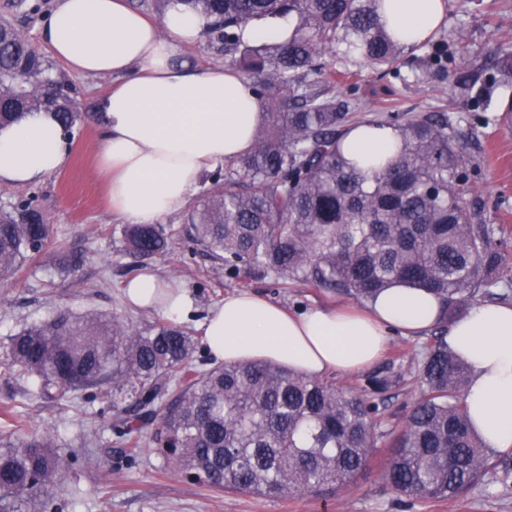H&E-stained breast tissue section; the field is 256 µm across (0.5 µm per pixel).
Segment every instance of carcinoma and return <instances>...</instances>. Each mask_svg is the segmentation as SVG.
<instances>
[{
	"mask_svg": "<svg viewBox=\"0 0 512 512\" xmlns=\"http://www.w3.org/2000/svg\"><path fill=\"white\" fill-rule=\"evenodd\" d=\"M212 18L206 37L224 45L226 68L251 81L264 122L250 150L216 170L188 224L194 240L242 272L294 281L367 302L394 280L435 294L444 306L421 361L419 400L389 431L386 478L410 499H452L487 473L507 483L512 455H495L472 432L463 394L469 371L448 347L453 316L500 287L499 227L467 206L463 172L478 167V138L462 140L447 112H362L333 94L336 75L369 66L399 75L405 55L421 82H444L448 45L428 58L379 22L380 0H183ZM290 19L288 40L250 45L243 27ZM492 85L512 86V46L501 48ZM54 112L68 136L81 128L67 74L53 70L19 30L0 23V123L23 112ZM355 124L394 129L400 143L364 169L340 151ZM50 235L30 203L0 207V279L40 255ZM120 252L141 266L168 254L175 231L163 224L112 229ZM195 337L175 324L133 329L104 314L68 311L11 336L5 367L58 400L112 386L131 400L118 433L133 448L166 450L181 471L211 487L261 496L326 495L362 471L378 438L384 395L399 385L394 365L355 388L268 362L192 364ZM0 451V512H26L46 498L69 466L48 429L18 436Z\"/></svg>",
	"mask_w": 512,
	"mask_h": 512,
	"instance_id": "1",
	"label": "carcinoma"
}]
</instances>
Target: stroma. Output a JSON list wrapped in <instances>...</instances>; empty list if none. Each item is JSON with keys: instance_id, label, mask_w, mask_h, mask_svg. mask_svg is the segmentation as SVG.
Segmentation results:
<instances>
[{"instance_id": "35a3bbf8", "label": "stroma", "mask_w": 512, "mask_h": 512, "mask_svg": "<svg viewBox=\"0 0 512 512\" xmlns=\"http://www.w3.org/2000/svg\"><path fill=\"white\" fill-rule=\"evenodd\" d=\"M54 5L55 0H0V21L11 22L42 53L46 47L39 30ZM440 33L450 38L446 82L403 81L410 71L405 61L398 77L358 67L355 77L337 80L335 92L342 99L360 100L368 112L444 110L458 116L459 131L475 134L485 147L483 162L470 175L473 198L483 204L489 222L499 225L501 251L512 267V119L484 123L483 109L472 106L457 87L467 63L477 66L478 82H487L501 46L512 42V0H448V22ZM69 78L87 120L71 140L68 167L38 185H0V203L34 199L51 229L44 252L13 278L0 281V412L17 411L28 431L51 430L72 455L43 512H512V485L490 474L451 500L400 496L384 478L389 451L383 447L372 449L366 468L325 499L307 492L280 497L217 492L181 473L161 449L126 448L114 426L122 410L114 406L111 389L49 402L33 394L25 377L8 374L4 365L11 335L58 311L105 313L139 329L163 320L158 312L129 307L123 294L139 269L112 240V227L120 218L109 205L107 178L96 163L100 128L93 118L97 100L112 80L74 71ZM70 253L84 257L82 267L71 274L62 268ZM150 266L162 279L189 291L194 312L183 326L198 339L209 313L230 294L254 292L292 312L341 302L322 288L244 273L228 278L221 263L184 236ZM427 348L426 337L392 336L384 359L394 362L403 381L385 396L381 430L399 425L418 397V363Z\"/></svg>"}]
</instances>
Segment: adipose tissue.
Here are the masks:
<instances>
[{
    "mask_svg": "<svg viewBox=\"0 0 512 512\" xmlns=\"http://www.w3.org/2000/svg\"><path fill=\"white\" fill-rule=\"evenodd\" d=\"M447 0H383L381 24L403 43H420L444 24ZM210 21L171 0L160 22L127 0H57L40 28L53 56L84 75L112 77L100 99L98 164L112 210L132 224H155L183 209L203 176L246 152L261 119L250 81L221 68H187L179 47L201 42ZM392 129L362 125L342 147L353 159L388 154ZM70 139L54 112L25 113L0 126V184L36 185L70 162ZM129 303L173 320L191 296L150 270L127 283ZM442 317L424 288L393 281L364 309L288 313L263 296H226L205 322L206 351L224 363L273 362L320 377L361 371L392 334L421 336ZM447 340L470 369L465 404L486 447L512 448V305L484 302L448 327Z\"/></svg>",
    "mask_w": 512,
    "mask_h": 512,
    "instance_id": "1",
    "label": "adipose tissue"
}]
</instances>
